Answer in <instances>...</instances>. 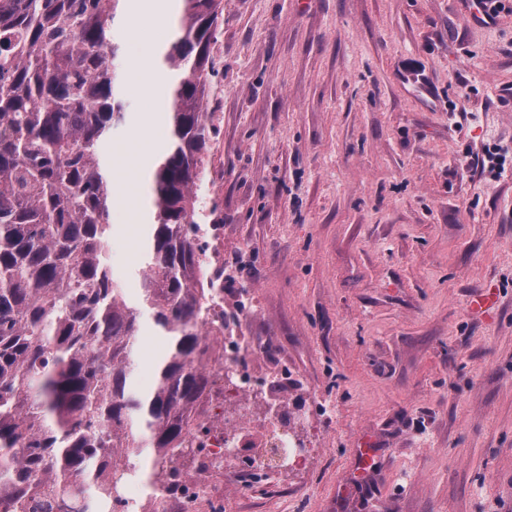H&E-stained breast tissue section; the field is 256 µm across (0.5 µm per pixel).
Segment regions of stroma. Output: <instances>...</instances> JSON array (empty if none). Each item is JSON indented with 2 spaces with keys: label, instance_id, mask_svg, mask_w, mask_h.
I'll list each match as a JSON object with an SVG mask.
<instances>
[{
  "label": "stroma",
  "instance_id": "1",
  "mask_svg": "<svg viewBox=\"0 0 512 512\" xmlns=\"http://www.w3.org/2000/svg\"><path fill=\"white\" fill-rule=\"evenodd\" d=\"M471 0H224L204 173L224 217L228 288H250L243 329L297 381L302 465L281 468L282 512H512V9L474 23ZM125 121L133 59L168 29L119 28ZM506 157L504 173L481 168ZM113 183L107 263L129 290L134 216ZM497 293L487 312L474 296ZM168 346L144 317L133 376L151 388ZM328 416L313 413V400ZM370 442L375 468L353 481Z\"/></svg>",
  "mask_w": 512,
  "mask_h": 512
}]
</instances>
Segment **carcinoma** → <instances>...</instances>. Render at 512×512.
Here are the masks:
<instances>
[{
  "mask_svg": "<svg viewBox=\"0 0 512 512\" xmlns=\"http://www.w3.org/2000/svg\"><path fill=\"white\" fill-rule=\"evenodd\" d=\"M166 61L169 147L156 165L152 244L136 300L111 275L101 161L125 120L114 38L124 0H0V512L39 483L97 512L131 476L114 457H180L210 376L198 328L194 187L208 154L210 45L222 0H183ZM171 343L132 388L144 312Z\"/></svg>",
  "mask_w": 512,
  "mask_h": 512,
  "instance_id": "1",
  "label": "carcinoma"
}]
</instances>
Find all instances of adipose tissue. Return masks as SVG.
<instances>
[{
    "mask_svg": "<svg viewBox=\"0 0 512 512\" xmlns=\"http://www.w3.org/2000/svg\"><path fill=\"white\" fill-rule=\"evenodd\" d=\"M178 0H128L125 23L130 32L144 24H166L176 15ZM152 118H144L132 134L127 148V164L118 178L125 184V202L134 211L137 235H144L148 224V191L154 162L160 151L151 142Z\"/></svg>",
    "mask_w": 512,
    "mask_h": 512,
    "instance_id": "adipose-tissue-1",
    "label": "adipose tissue"
}]
</instances>
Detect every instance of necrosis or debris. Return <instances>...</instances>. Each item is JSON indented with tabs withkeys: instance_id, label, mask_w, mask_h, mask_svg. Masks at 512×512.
I'll use <instances>...</instances> for the list:
<instances>
[{
	"instance_id": "obj_1",
	"label": "necrosis or debris",
	"mask_w": 512,
	"mask_h": 512,
	"mask_svg": "<svg viewBox=\"0 0 512 512\" xmlns=\"http://www.w3.org/2000/svg\"><path fill=\"white\" fill-rule=\"evenodd\" d=\"M199 286L212 300L204 312L201 332L206 344L218 352L203 363L219 399L210 401L202 423L191 425L185 434L184 455L193 463L176 478V488L161 487L154 494L143 493L136 484L121 485L116 496L124 506L137 512H155L158 502L168 503L171 512H198L199 501H207L208 512H225L224 486L220 479L225 467L243 465L242 478L248 488L262 485L269 477L268 466L256 451L260 448H293L294 430L282 420L278 409L288 395L293 371L287 362L266 366L255 354L251 337L236 324H223L225 303H232L238 316L249 314L254 302L249 292L224 300L221 286L212 275L199 276Z\"/></svg>"
}]
</instances>
